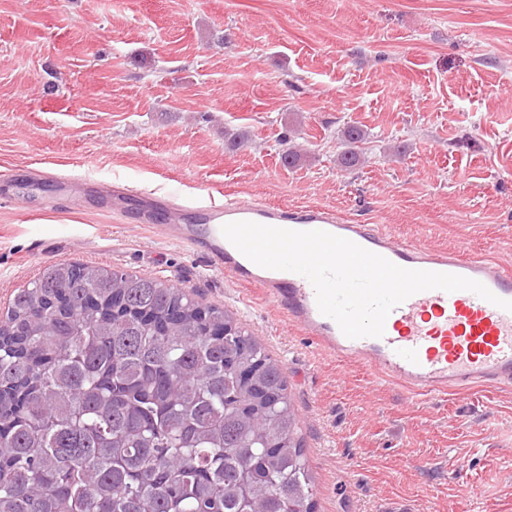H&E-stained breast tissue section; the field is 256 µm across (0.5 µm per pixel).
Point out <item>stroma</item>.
<instances>
[{
  "mask_svg": "<svg viewBox=\"0 0 512 512\" xmlns=\"http://www.w3.org/2000/svg\"><path fill=\"white\" fill-rule=\"evenodd\" d=\"M211 184L512 262V0H0V317L59 261L173 283L282 362L314 512H512V389L382 386L140 218ZM342 137L349 147L337 155L336 163L339 168L350 170L357 167L362 161L361 153L355 149L358 145L355 144L364 141L365 133L360 127L349 124L343 128Z\"/></svg>",
  "mask_w": 512,
  "mask_h": 512,
  "instance_id": "obj_1",
  "label": "stroma"
}]
</instances>
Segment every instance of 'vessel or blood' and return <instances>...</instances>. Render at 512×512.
Returning <instances> with one entry per match:
<instances>
[{
    "instance_id": "obj_1",
    "label": "vessel or blood",
    "mask_w": 512,
    "mask_h": 512,
    "mask_svg": "<svg viewBox=\"0 0 512 512\" xmlns=\"http://www.w3.org/2000/svg\"><path fill=\"white\" fill-rule=\"evenodd\" d=\"M167 236L189 243L209 267L259 289L321 350L333 357L367 364L375 378L418 396H439L475 387L512 388V311L469 291L416 293L387 317L382 337H346L317 306L310 281L297 273L260 267L222 234L224 224L252 221L297 230H323L344 237L412 270L455 274L479 281L496 296L512 301V265L488 255L401 241L377 224H353L324 206H278L245 195L226 196L209 186L198 194L167 199ZM196 212L202 227L181 223Z\"/></svg>"
}]
</instances>
